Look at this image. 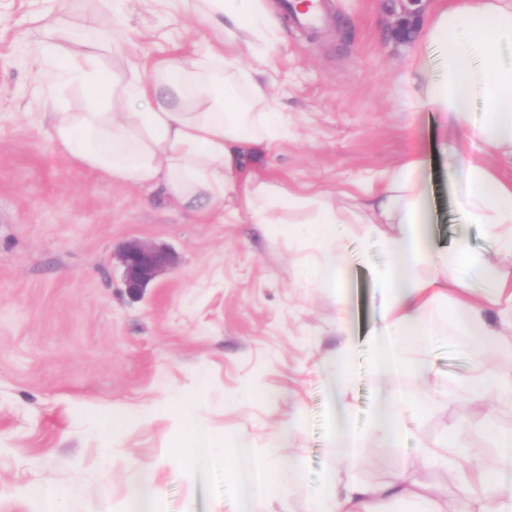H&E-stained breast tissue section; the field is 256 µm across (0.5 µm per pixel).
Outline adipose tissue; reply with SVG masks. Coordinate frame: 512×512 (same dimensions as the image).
<instances>
[{
  "instance_id": "ef3b65f1",
  "label": "adipose tissue",
  "mask_w": 512,
  "mask_h": 512,
  "mask_svg": "<svg viewBox=\"0 0 512 512\" xmlns=\"http://www.w3.org/2000/svg\"><path fill=\"white\" fill-rule=\"evenodd\" d=\"M234 45L236 56L207 48L199 56L156 66L149 78L112 74L103 96L117 95L134 104L131 112H60L50 109L52 137L75 162L105 172L113 179L162 189L180 207L211 209L229 201L236 175L248 161L281 134L279 101L262 81L269 50L280 40V26L265 0H180ZM426 38L445 49V75L433 79L425 67L413 66L403 89L407 108L456 117L478 151L462 157L451 178L454 203L467 223L479 224L512 257V182L490 169L488 156L512 155V4L505 0H458L439 12ZM64 43L43 44L41 55L53 61L55 76L95 85L99 67L96 49L114 40L111 28L70 30ZM481 96L485 113L473 119L471 101ZM421 160L390 171L380 189L349 206L332 204L321 195L284 193L264 182H245L247 212L253 223H275L287 212L299 223L315 225L308 247L318 253L310 276L318 287L336 285L341 259L340 224H392L385 237L391 265L381 281L382 314L374 331V373L381 383V403L370 431L385 448L399 452L410 405L385 379L400 368L422 378L434 376L426 358L406 359L408 346L424 347L431 334L426 324L432 300L448 285L463 286L462 274L478 268L485 284L464 299L463 328L475 346H491L499 332L488 318L512 288V267L485 261L457 245L445 259H436L422 224L428 185ZM498 455L473 512H512L502 497L512 480V430L501 432ZM224 479L238 502V512H264L271 480L255 449L237 446L224 459ZM407 468L382 486L340 479L326 472L322 497L312 512H368L375 499L402 501L415 495Z\"/></svg>"
}]
</instances>
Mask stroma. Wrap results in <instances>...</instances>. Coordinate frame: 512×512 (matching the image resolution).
Wrapping results in <instances>:
<instances>
[{"mask_svg":"<svg viewBox=\"0 0 512 512\" xmlns=\"http://www.w3.org/2000/svg\"><path fill=\"white\" fill-rule=\"evenodd\" d=\"M454 0H431L410 38L398 35L396 0H324L326 20L300 29L283 20L266 79L281 102L287 138L248 164L258 180L293 193L321 192L332 202L379 180L413 154L425 159L434 250L464 242L495 259V246L453 206L448 179L465 144L456 119L402 105L410 60L440 75V53L424 37L432 16ZM114 24L119 37L100 55L102 76H141L165 60L194 56L220 35L169 0H0V512H42L38 492L63 494V512H123L139 470L155 469L159 512H236L224 478L195 463L175 416L208 383L199 410L223 459L238 442L256 449L281 475L289 460L303 477L282 478L265 512H311L327 471L382 485L406 464L422 499H382L379 512H464L452 467L428 463L458 426L479 466L497 454L495 433L512 428V329L477 352L461 325L457 291L428 309L435 337L426 353L434 382L407 372L388 384L419 405L406 418L402 456L366 427L378 403L372 375L381 314L378 277L391 257L367 225L341 228L346 259L338 293L308 275L299 248L313 225L254 224L240 198L226 212L190 211L159 190L109 178L61 152L44 103L85 112L91 89L50 79L42 42L66 30ZM167 248L173 262L142 295L123 286L118 255L130 241ZM344 296L345 329L336 325ZM352 341L353 383L337 397L330 378L336 351ZM479 362L496 390L476 398L458 382ZM255 394L239 404L244 385ZM448 394L433 403L437 391ZM363 429L354 469L341 466L330 437L336 401ZM300 415L298 429L288 427ZM117 419L119 427L108 424ZM182 463H173V456Z\"/></svg>","mask_w":512,"mask_h":512,"instance_id":"1","label":"stroma"}]
</instances>
